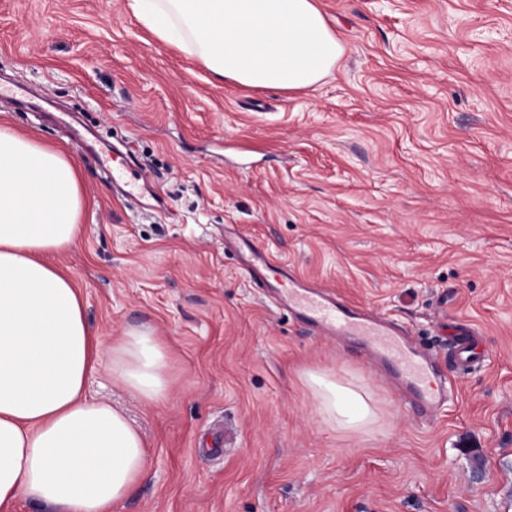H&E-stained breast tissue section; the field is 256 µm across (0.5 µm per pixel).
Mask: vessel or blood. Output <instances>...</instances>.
<instances>
[{"mask_svg": "<svg viewBox=\"0 0 512 512\" xmlns=\"http://www.w3.org/2000/svg\"><path fill=\"white\" fill-rule=\"evenodd\" d=\"M117 155L123 160L120 168H110L104 162L99 165L113 193L135 206L151 199L156 208H164L163 199L146 175L136 172L132 151L125 147L119 149ZM232 244L242 253L243 270L254 286L265 290L273 288L268 278L273 259L267 250L243 238L233 239ZM277 291L295 317L316 333L362 337L368 366L392 378L420 412L433 414L445 401L444 389L428 382L435 371L432 356L418 350L408 332L394 319L312 290L293 277L289 278L287 287Z\"/></svg>", "mask_w": 512, "mask_h": 512, "instance_id": "b4317fda", "label": "vessel or blood"}]
</instances>
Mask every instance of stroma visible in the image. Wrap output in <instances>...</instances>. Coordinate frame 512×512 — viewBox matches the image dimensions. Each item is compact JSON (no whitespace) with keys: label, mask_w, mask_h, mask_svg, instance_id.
<instances>
[{"label":"stroma","mask_w":512,"mask_h":512,"mask_svg":"<svg viewBox=\"0 0 512 512\" xmlns=\"http://www.w3.org/2000/svg\"><path fill=\"white\" fill-rule=\"evenodd\" d=\"M344 46L313 91L216 79L127 0H0V123L66 150L88 206L69 268L91 329L151 327L168 397L99 368L89 397L142 431L149 472L112 512H512V0H319ZM41 104L26 111L19 99ZM125 144L170 211L113 195L57 121ZM234 228L297 275L398 321L454 393L396 398L358 341L312 335L252 288ZM475 333L461 372L445 335ZM363 387L327 423L308 386ZM309 380L318 409L340 427L358 432L373 420L366 393L339 386L324 373H310Z\"/></svg>","instance_id":"1"}]
</instances>
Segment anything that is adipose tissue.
Returning <instances> with one entry per match:
<instances>
[{
	"label": "adipose tissue",
	"instance_id": "adipose-tissue-1",
	"mask_svg": "<svg viewBox=\"0 0 512 512\" xmlns=\"http://www.w3.org/2000/svg\"><path fill=\"white\" fill-rule=\"evenodd\" d=\"M155 35L216 77L250 88L314 89L344 47L317 0H129ZM87 205L60 147L0 125V512H112L145 478V440L125 413L86 394L107 367L135 397L169 394L167 355L146 326L105 340L87 325L73 278L49 256L71 248ZM328 419L361 431L367 394L309 375Z\"/></svg>",
	"mask_w": 512,
	"mask_h": 512
}]
</instances>
